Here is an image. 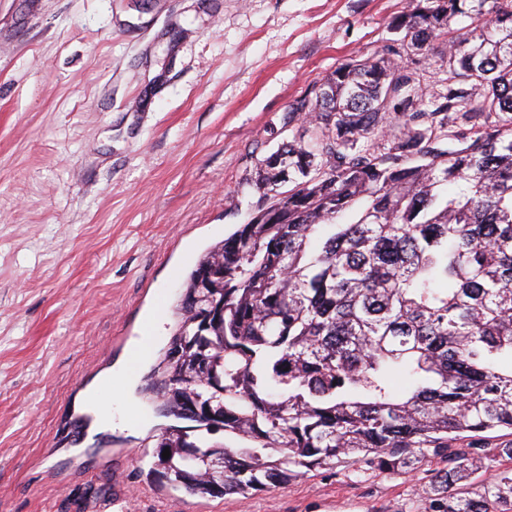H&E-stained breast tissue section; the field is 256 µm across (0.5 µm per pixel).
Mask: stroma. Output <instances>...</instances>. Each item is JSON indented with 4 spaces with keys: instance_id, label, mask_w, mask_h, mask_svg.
Returning a JSON list of instances; mask_svg holds the SVG:
<instances>
[{
    "instance_id": "stroma-1",
    "label": "stroma",
    "mask_w": 512,
    "mask_h": 512,
    "mask_svg": "<svg viewBox=\"0 0 512 512\" xmlns=\"http://www.w3.org/2000/svg\"><path fill=\"white\" fill-rule=\"evenodd\" d=\"M406 0H0V512H423L418 471L346 460L245 496L153 473L140 390L201 256L244 222L290 105ZM155 338L104 428L83 394Z\"/></svg>"
}]
</instances>
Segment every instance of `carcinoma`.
<instances>
[{
    "label": "carcinoma",
    "mask_w": 512,
    "mask_h": 512,
    "mask_svg": "<svg viewBox=\"0 0 512 512\" xmlns=\"http://www.w3.org/2000/svg\"><path fill=\"white\" fill-rule=\"evenodd\" d=\"M388 30L290 105L311 139L259 162L248 222L190 273L160 385L203 415H181L195 440L157 443L189 492L246 495L342 456L400 473L466 440L425 512H512V470L471 483L492 467L481 433L512 430V0H409ZM429 57L447 78L410 66Z\"/></svg>",
    "instance_id": "obj_1"
}]
</instances>
